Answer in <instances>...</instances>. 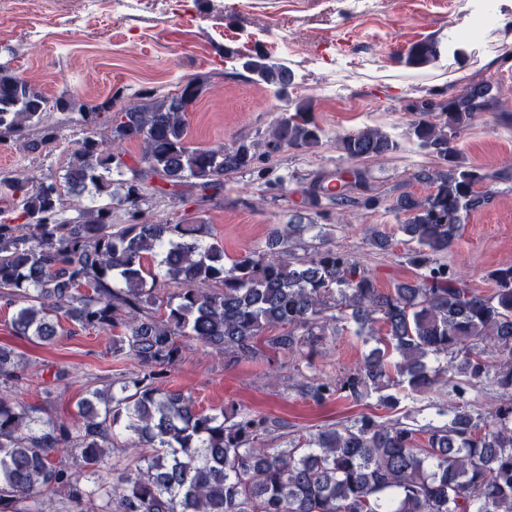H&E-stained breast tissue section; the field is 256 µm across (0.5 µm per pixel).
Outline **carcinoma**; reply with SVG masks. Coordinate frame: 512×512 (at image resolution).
Wrapping results in <instances>:
<instances>
[{
    "mask_svg": "<svg viewBox=\"0 0 512 512\" xmlns=\"http://www.w3.org/2000/svg\"><path fill=\"white\" fill-rule=\"evenodd\" d=\"M438 57V42L427 37L411 45L404 63L423 68ZM243 67L279 97L293 82L262 52ZM201 92L187 79L172 96L117 108L118 92L91 111L76 99L47 98L0 62V137L40 125V140L20 144L37 151L57 139L45 124L54 109L109 130L104 139L85 137L59 180L0 173V300L16 308L14 333L50 343L63 320L109 331L112 354L138 365L119 389L87 391L71 419H45L17 397L27 376L23 356L0 346V512H45V497L57 492L65 512H512V265L491 272L494 292L483 295L465 272L436 259L489 200L483 186L492 175L459 161L456 138L494 106L493 86L424 102L411 120L409 138L441 166L418 175L434 193L394 204L420 273L386 292L330 243L328 229L303 256L299 241L309 225L288 223L230 257L205 224L144 218L147 189L205 203L223 190L224 176L260 159L258 144L246 140L190 145L187 114ZM325 137L311 106L297 102L272 124L266 146L312 149ZM127 140L142 144L132 166L119 151ZM397 147L375 128L339 136L347 165L317 178L312 201L335 180L341 191L328 200L344 205L343 188L366 181L358 164ZM85 194L108 202L65 217L66 197ZM114 209L128 220L112 223ZM342 322L375 347L340 381L302 377L300 395L323 404L377 392L378 405L392 409L399 396L385 388L405 397L436 389L432 407L442 424L420 425L409 413L395 420L362 414L272 448L268 417L245 408L200 411L182 390L158 385L187 339L224 354L227 366L264 348L296 359L329 342ZM481 385L501 390L502 399L474 414L469 396ZM121 438L139 452L119 470L111 458Z\"/></svg>",
    "mask_w": 512,
    "mask_h": 512,
    "instance_id": "obj_1",
    "label": "carcinoma"
}]
</instances>
